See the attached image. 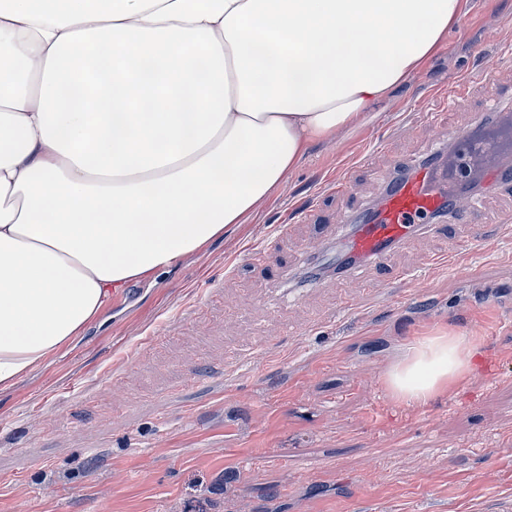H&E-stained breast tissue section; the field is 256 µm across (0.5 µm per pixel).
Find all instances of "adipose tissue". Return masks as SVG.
Returning <instances> with one entry per match:
<instances>
[{
	"label": "adipose tissue",
	"instance_id": "obj_1",
	"mask_svg": "<svg viewBox=\"0 0 512 512\" xmlns=\"http://www.w3.org/2000/svg\"><path fill=\"white\" fill-rule=\"evenodd\" d=\"M458 15L459 0H0V388L114 289L243 223ZM476 356L466 336L421 338L389 389L427 401Z\"/></svg>",
	"mask_w": 512,
	"mask_h": 512
}]
</instances>
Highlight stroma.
Returning <instances> with one entry per match:
<instances>
[{
    "mask_svg": "<svg viewBox=\"0 0 512 512\" xmlns=\"http://www.w3.org/2000/svg\"><path fill=\"white\" fill-rule=\"evenodd\" d=\"M437 49L356 122L309 144L241 224L174 266L129 280L72 345L0 389V512H503L512 504V231L456 255L432 237L392 252L417 284L376 287L320 266L298 224H329V187L358 176L360 203L429 155L441 190L495 227L512 192L474 167L461 189L448 127L495 106L512 116V0H460ZM497 41L484 42L487 30ZM494 66L492 82L481 75ZM470 93L445 103L452 84ZM448 105L434 139L418 123ZM293 235L274 239L276 225ZM274 239L283 279L251 264ZM356 301L341 311L338 299ZM300 326L289 334V326ZM471 336L480 355L428 402L386 379L409 346Z\"/></svg>",
    "mask_w": 512,
    "mask_h": 512,
    "instance_id": "35a3bbf8",
    "label": "stroma"
}]
</instances>
